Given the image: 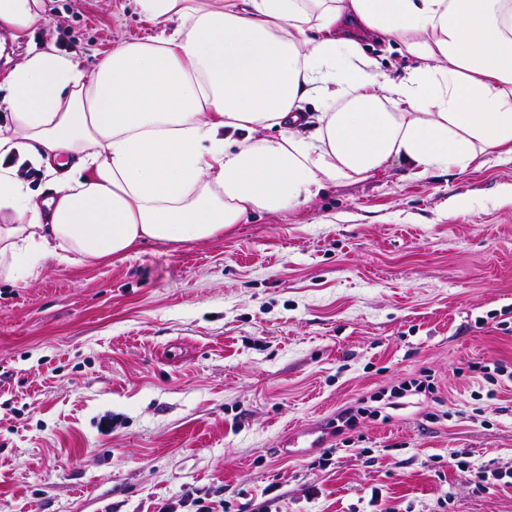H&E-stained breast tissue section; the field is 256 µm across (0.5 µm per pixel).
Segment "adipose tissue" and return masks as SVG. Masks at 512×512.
<instances>
[{
    "label": "adipose tissue",
    "mask_w": 512,
    "mask_h": 512,
    "mask_svg": "<svg viewBox=\"0 0 512 512\" xmlns=\"http://www.w3.org/2000/svg\"><path fill=\"white\" fill-rule=\"evenodd\" d=\"M134 4L157 35L90 67L32 47L0 76V274L209 239L395 161L422 176L512 158V0ZM42 9L0 0V30L22 42ZM363 32L425 66L391 77ZM26 160L46 196L18 177Z\"/></svg>",
    "instance_id": "ef3b65f1"
}]
</instances>
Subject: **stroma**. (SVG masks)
<instances>
[{
    "label": "stroma",
    "mask_w": 512,
    "mask_h": 512,
    "mask_svg": "<svg viewBox=\"0 0 512 512\" xmlns=\"http://www.w3.org/2000/svg\"><path fill=\"white\" fill-rule=\"evenodd\" d=\"M82 64L155 28L133 0H44ZM463 199L449 208L451 197ZM512 160L329 185L223 235L0 276V512H512ZM431 374L327 463L280 436Z\"/></svg>",
    "instance_id": "stroma-1"
}]
</instances>
